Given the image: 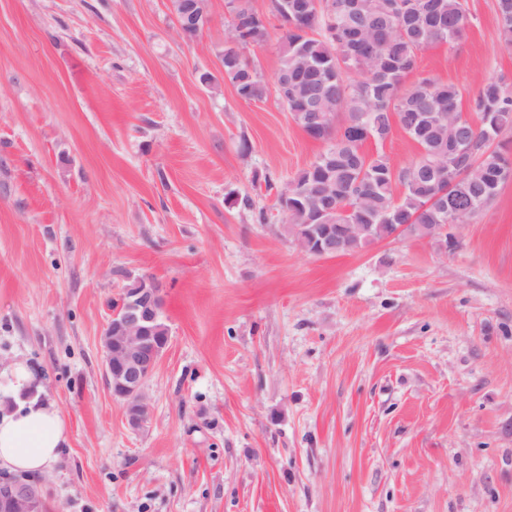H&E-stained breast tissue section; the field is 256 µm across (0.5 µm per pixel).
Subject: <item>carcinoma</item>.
I'll return each instance as SVG.
<instances>
[{
  "instance_id": "1",
  "label": "carcinoma",
  "mask_w": 512,
  "mask_h": 512,
  "mask_svg": "<svg viewBox=\"0 0 512 512\" xmlns=\"http://www.w3.org/2000/svg\"><path fill=\"white\" fill-rule=\"evenodd\" d=\"M224 41V78L245 101L266 88L244 58L250 46L271 37V21L249 0L231 4ZM499 36L512 50V0H496ZM471 25L467 0H288L279 21L283 48L276 78L288 81L283 105L305 128L308 112H333L324 130L327 148L288 182L309 189L277 198L288 207L284 234L330 224H366L365 235L344 242L350 254L387 239L395 224H468L512 182V90L483 77L476 91L422 77L408 88L418 52L460 40ZM399 128L420 149L413 171L398 170L382 153L363 150L365 132L377 140ZM336 190V213L317 217L319 194Z\"/></svg>"
}]
</instances>
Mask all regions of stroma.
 Wrapping results in <instances>:
<instances>
[{
	"mask_svg": "<svg viewBox=\"0 0 512 512\" xmlns=\"http://www.w3.org/2000/svg\"><path fill=\"white\" fill-rule=\"evenodd\" d=\"M467 2L414 78L512 86L495 0ZM208 12L188 42L170 0H0V367L68 421L45 512H512V182L449 253L306 254L277 195L322 144L276 94L280 39L245 49L267 93L242 101ZM119 268L170 327L137 431L103 373Z\"/></svg>",
	"mask_w": 512,
	"mask_h": 512,
	"instance_id": "obj_1",
	"label": "stroma"
}]
</instances>
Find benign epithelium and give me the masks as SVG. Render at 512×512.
<instances>
[{
	"mask_svg": "<svg viewBox=\"0 0 512 512\" xmlns=\"http://www.w3.org/2000/svg\"><path fill=\"white\" fill-rule=\"evenodd\" d=\"M177 29L181 37L191 41L200 36L206 16L202 0H171ZM364 224H341L338 234L330 231L319 237L294 234L296 243H304V251L316 256L337 252L336 236L353 237L366 232ZM126 306L112 314L102 333L104 371L113 396L123 401L127 425L141 429L148 421L151 406L145 393L147 382L162 359L169 340L157 344L151 336L152 324L158 317L163 300L159 283L146 278L143 288L128 289ZM0 512H44L41 486L31 480L5 477L0 480Z\"/></svg>",
	"mask_w": 512,
	"mask_h": 512,
	"instance_id": "obj_1",
	"label": "benign epithelium"
}]
</instances>
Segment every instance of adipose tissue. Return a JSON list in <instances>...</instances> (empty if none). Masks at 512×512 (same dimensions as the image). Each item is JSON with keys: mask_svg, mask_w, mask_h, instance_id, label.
<instances>
[{"mask_svg": "<svg viewBox=\"0 0 512 512\" xmlns=\"http://www.w3.org/2000/svg\"><path fill=\"white\" fill-rule=\"evenodd\" d=\"M38 381L23 359L0 368V470L38 475L47 472L69 440V426L57 406L31 401L13 408L8 399Z\"/></svg>", "mask_w": 512, "mask_h": 512, "instance_id": "obj_1", "label": "adipose tissue"}]
</instances>
